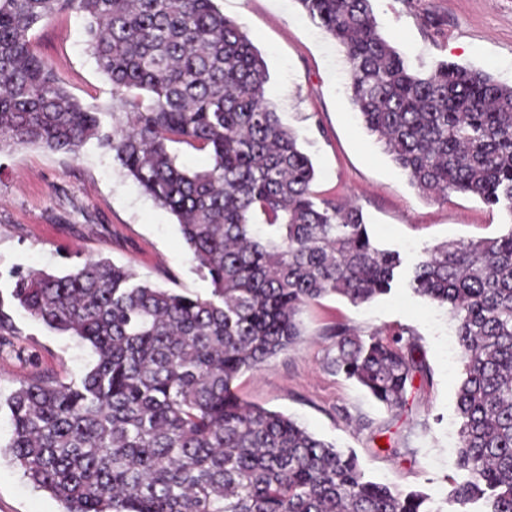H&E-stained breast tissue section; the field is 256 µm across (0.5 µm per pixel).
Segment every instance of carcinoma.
Listing matches in <instances>:
<instances>
[{
    "instance_id": "cac0c4a2",
    "label": "carcinoma",
    "mask_w": 512,
    "mask_h": 512,
    "mask_svg": "<svg viewBox=\"0 0 512 512\" xmlns=\"http://www.w3.org/2000/svg\"><path fill=\"white\" fill-rule=\"evenodd\" d=\"M343 47L350 101L424 195L468 194L512 218V86L446 60L413 70L378 29L371 0H297ZM64 11L112 83V131L32 47ZM268 70L215 0H0V151L78 155L96 141L177 219L208 298L154 287L89 260L64 275H13V303L90 345L80 383H20L5 400L14 463L66 512H444L431 495L364 478L357 458L234 390L294 345L302 309L329 295L388 294L401 265L359 207L318 196L296 131L267 98ZM209 155L194 170L171 144ZM410 287L456 321L463 378L457 512H512V229L446 242ZM335 372L384 407L426 366L403 333L335 332Z\"/></svg>"
}]
</instances>
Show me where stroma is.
I'll return each instance as SVG.
<instances>
[{
  "instance_id": "1",
  "label": "stroma",
  "mask_w": 512,
  "mask_h": 512,
  "mask_svg": "<svg viewBox=\"0 0 512 512\" xmlns=\"http://www.w3.org/2000/svg\"><path fill=\"white\" fill-rule=\"evenodd\" d=\"M261 53L269 98L294 128L316 169L315 191L356 204L382 249L402 259L389 295L355 306L330 295L300 314L299 341L234 382L247 402L297 419L318 438L354 452L366 479L420 490L446 504L462 480L456 466V390L463 364L456 323L446 308L409 285L427 249L443 242L495 238L512 229L501 208L459 193L426 198L356 119L346 92L343 49L300 9L297 0H216ZM381 34L418 71L448 60L492 72L512 85V0H372ZM36 52L84 105L108 112L112 85L87 48L83 19L60 14L34 29ZM90 259L131 268L139 279L178 293L209 297L212 286L192 260L176 218L158 207L87 143L78 155L23 147L0 152V307L14 333L0 340V394L42 375L69 384L94 363L88 344L16 311L12 274H59ZM369 337L409 330L427 373L389 410L356 382L332 371L336 327ZM49 492L0 458V512H62Z\"/></svg>"
}]
</instances>
